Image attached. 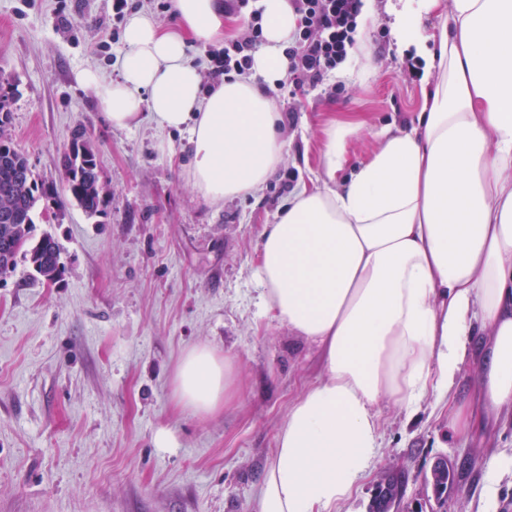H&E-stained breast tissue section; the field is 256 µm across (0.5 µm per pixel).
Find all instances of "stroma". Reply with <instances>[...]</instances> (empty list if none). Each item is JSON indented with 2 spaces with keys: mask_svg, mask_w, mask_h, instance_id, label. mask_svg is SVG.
Listing matches in <instances>:
<instances>
[{
  "mask_svg": "<svg viewBox=\"0 0 512 512\" xmlns=\"http://www.w3.org/2000/svg\"><path fill=\"white\" fill-rule=\"evenodd\" d=\"M373 5L360 68L302 96L282 132L283 160L260 190L212 206L187 180L184 135L147 121L111 128L80 83L89 69L118 76L127 16L174 24L172 0H127L120 12L113 0H0V75L19 90L15 146L58 188L70 135L83 127L108 187L92 218L73 203H41L36 231L61 249L56 281L23 259L0 279V512H257L276 435L321 367L319 345L260 303V235L296 191L322 185L328 123H360L348 143L354 165L376 148L375 131L404 127L423 107L425 86L403 74L404 56L382 36L389 0ZM247 21L233 14L223 40L191 42L204 83L214 79L211 53ZM197 345L228 357L238 376L235 396L206 418L178 404L172 382ZM377 409L380 446L335 512H367L392 469L406 475L394 512H479L492 490L500 512H512V474L492 465L512 455L511 410L464 436L430 397L410 417L387 401ZM441 458L459 474L442 504L427 482Z\"/></svg>",
  "mask_w": 512,
  "mask_h": 512,
  "instance_id": "1",
  "label": "stroma"
}]
</instances>
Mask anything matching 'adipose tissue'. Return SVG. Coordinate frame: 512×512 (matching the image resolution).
Here are the masks:
<instances>
[{
    "label": "adipose tissue",
    "mask_w": 512,
    "mask_h": 512,
    "mask_svg": "<svg viewBox=\"0 0 512 512\" xmlns=\"http://www.w3.org/2000/svg\"><path fill=\"white\" fill-rule=\"evenodd\" d=\"M173 4V29L146 11L128 17L118 77L88 70L81 81L111 127L148 119L186 134L188 180L206 203L253 194L286 148L267 89L287 72L296 15L288 0H257L265 43L253 77L207 87L187 41L223 37L222 0ZM390 13L398 50L433 83L421 112L410 128L381 129L341 181L358 126L329 124L326 182L301 188L261 234V303L320 345L323 371L288 410L258 512H332L379 446L381 400L412 415L433 396L461 435L512 409V0H396ZM433 14L442 25L430 33ZM478 328L489 340L477 350ZM470 355L475 406L453 392ZM236 383L233 363L207 346L175 373L180 403L199 414L220 410Z\"/></svg>",
    "instance_id": "1"
}]
</instances>
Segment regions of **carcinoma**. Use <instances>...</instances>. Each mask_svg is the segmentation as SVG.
<instances>
[{"label": "carcinoma", "mask_w": 512, "mask_h": 512, "mask_svg": "<svg viewBox=\"0 0 512 512\" xmlns=\"http://www.w3.org/2000/svg\"><path fill=\"white\" fill-rule=\"evenodd\" d=\"M18 93L17 85L0 76V277L11 273L16 266V242L27 244L35 231V213L39 203L55 195L32 169L27 156L12 143L8 129L11 124V105ZM64 166L63 204L71 200L87 216L102 213L107 191L100 186L101 177L96 153L85 138V130L76 129L71 136ZM24 257L33 271L53 282L62 273L60 252L53 238L43 235ZM456 474L452 465L441 473L431 472L428 482L438 500H447L448 491L455 485ZM386 494L375 504L368 505V512H388L400 501L405 486V476L399 470L390 471L383 479Z\"/></svg>", "instance_id": "cac0c4a2"}]
</instances>
